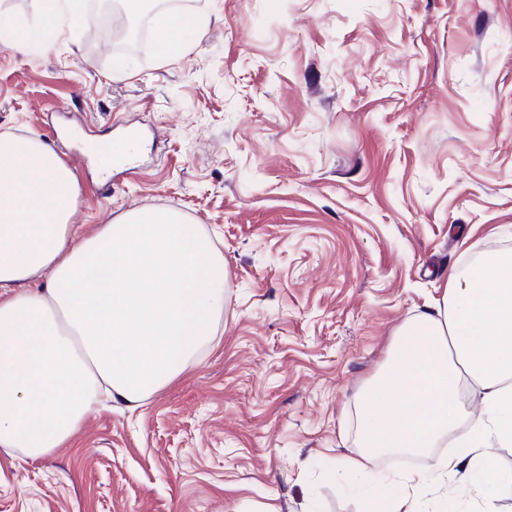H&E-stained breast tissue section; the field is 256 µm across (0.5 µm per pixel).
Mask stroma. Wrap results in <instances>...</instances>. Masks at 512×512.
Returning a JSON list of instances; mask_svg holds the SVG:
<instances>
[{"instance_id": "stroma-1", "label": "stroma", "mask_w": 512, "mask_h": 512, "mask_svg": "<svg viewBox=\"0 0 512 512\" xmlns=\"http://www.w3.org/2000/svg\"><path fill=\"white\" fill-rule=\"evenodd\" d=\"M183 7L209 24L172 62L86 25L0 44V133H70L77 234L172 208L226 269L200 358L52 455L0 451V512H364L366 385L451 271L512 252V0ZM135 120L106 181L91 146Z\"/></svg>"}]
</instances>
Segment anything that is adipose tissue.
Masks as SVG:
<instances>
[{
    "label": "adipose tissue",
    "instance_id": "adipose-tissue-1",
    "mask_svg": "<svg viewBox=\"0 0 512 512\" xmlns=\"http://www.w3.org/2000/svg\"><path fill=\"white\" fill-rule=\"evenodd\" d=\"M165 60L204 32L197 15H152ZM78 181L54 148L0 134V450L38 459L70 440L101 396L139 407L212 342L224 305V258L178 211L138 208L84 238ZM481 391L466 431L457 394ZM364 449L345 458L369 479L367 512H422L432 485L463 473L493 512L482 477L490 445L512 446V254L449 274L441 303L397 334L361 403ZM457 432L428 471L374 476L382 448L421 451Z\"/></svg>",
    "mask_w": 512,
    "mask_h": 512
}]
</instances>
